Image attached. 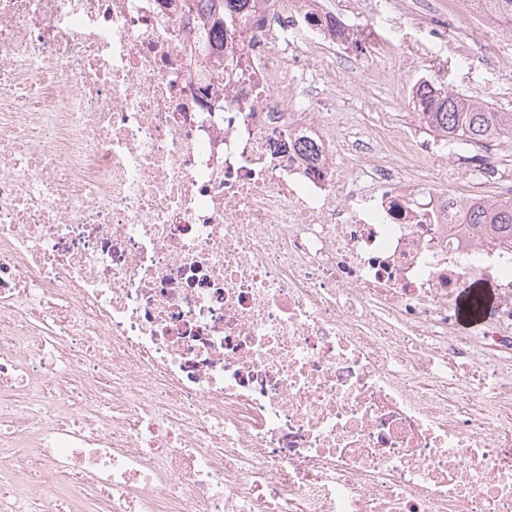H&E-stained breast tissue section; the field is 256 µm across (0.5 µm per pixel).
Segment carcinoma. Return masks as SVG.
<instances>
[{
	"mask_svg": "<svg viewBox=\"0 0 512 512\" xmlns=\"http://www.w3.org/2000/svg\"><path fill=\"white\" fill-rule=\"evenodd\" d=\"M250 0H221L220 14L213 20L216 28L233 26V18ZM484 16L512 25V0H470ZM414 105L419 121L434 134L448 138L451 144L481 145L512 136V112H499L487 104L476 103L467 96L421 83L414 93ZM471 224H497L499 229L512 232V200H497L490 206H473L469 212ZM462 294L470 298L471 311L481 310L485 294L482 288L469 283Z\"/></svg>",
	"mask_w": 512,
	"mask_h": 512,
	"instance_id": "obj_1",
	"label": "carcinoma"
}]
</instances>
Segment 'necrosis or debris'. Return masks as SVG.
Returning <instances> with one entry per match:
<instances>
[{
  "label": "necrosis or debris",
  "instance_id": "obj_1",
  "mask_svg": "<svg viewBox=\"0 0 512 512\" xmlns=\"http://www.w3.org/2000/svg\"><path fill=\"white\" fill-rule=\"evenodd\" d=\"M255 9L0 0V512H512L493 144L444 190L446 138L305 86L398 56L360 0ZM221 2V11L220 14L213 20V25L215 28H222V36L224 32V28L232 27L233 26V18L234 16L238 15L241 10H243L249 2H255L257 1H250V0H220ZM489 195L497 199L492 205H474L469 212V223L472 224H500L499 230L511 236L512 229V200H498L508 198L504 193H498V189H489ZM508 228V229H507Z\"/></svg>",
  "mask_w": 512,
  "mask_h": 512
}]
</instances>
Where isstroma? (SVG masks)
Masks as SVG:
<instances>
[{
  "label": "stroma",
  "instance_id": "obj_1",
  "mask_svg": "<svg viewBox=\"0 0 512 512\" xmlns=\"http://www.w3.org/2000/svg\"><path fill=\"white\" fill-rule=\"evenodd\" d=\"M438 13L452 15L456 27L447 41L431 40L427 21L412 10L384 5L382 11L369 12L367 19L384 40H394L405 57L403 64L383 63L379 75H352L337 68L336 80L328 92L336 99V109L350 113L355 123L371 124L385 112L400 124L417 125L413 95L423 67H431L433 84L467 95L470 99L492 104L501 112H512V68L504 63L512 56V32L503 23L481 17L461 0H432ZM475 38L490 50L488 58L472 60L462 55L459 40Z\"/></svg>",
  "mask_w": 512,
  "mask_h": 512
}]
</instances>
